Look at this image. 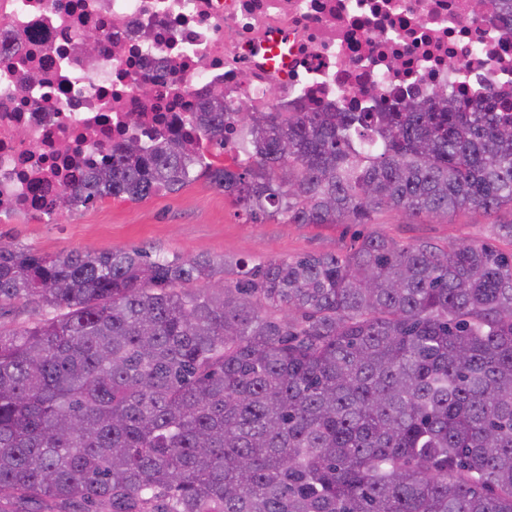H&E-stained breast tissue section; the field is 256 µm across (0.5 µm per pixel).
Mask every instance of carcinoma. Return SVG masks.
Instances as JSON below:
<instances>
[{
    "label": "carcinoma",
    "mask_w": 512,
    "mask_h": 512,
    "mask_svg": "<svg viewBox=\"0 0 512 512\" xmlns=\"http://www.w3.org/2000/svg\"><path fill=\"white\" fill-rule=\"evenodd\" d=\"M64 192L143 200L206 164L253 224L512 211V104L226 112ZM288 159H283V147ZM204 287H194L196 283ZM0 512H512V249L400 245L252 267L0 244ZM54 315L55 312L53 310H43L35 313L30 306H26L22 301H17L0 310V326L5 332H16L29 326L36 316L50 318Z\"/></svg>",
    "instance_id": "cac0c4a2"
}]
</instances>
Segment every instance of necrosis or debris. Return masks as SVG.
Here are the masks:
<instances>
[{"instance_id":"obj_1","label":"necrosis or debris","mask_w":512,"mask_h":512,"mask_svg":"<svg viewBox=\"0 0 512 512\" xmlns=\"http://www.w3.org/2000/svg\"><path fill=\"white\" fill-rule=\"evenodd\" d=\"M96 51H88V41ZM283 59L270 65L271 44ZM512 92V26L473 0H0V215L58 213L126 141L234 107L377 112ZM137 124H129V115Z\"/></svg>"}]
</instances>
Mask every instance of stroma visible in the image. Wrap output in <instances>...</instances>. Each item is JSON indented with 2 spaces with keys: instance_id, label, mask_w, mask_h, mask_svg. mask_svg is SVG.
<instances>
[{
  "instance_id": "1",
  "label": "stroma",
  "mask_w": 512,
  "mask_h": 512,
  "mask_svg": "<svg viewBox=\"0 0 512 512\" xmlns=\"http://www.w3.org/2000/svg\"><path fill=\"white\" fill-rule=\"evenodd\" d=\"M373 229L401 243L426 241L438 246L467 238L492 240L497 234L495 225L479 210L418 220L387 213L374 228L275 221L250 224L237 217L222 190L201 176L176 192L162 190L140 201L108 197L61 210L41 222L10 215L0 219V243L48 254L144 248L168 256L223 258L233 264L342 253L356 236Z\"/></svg>"
}]
</instances>
